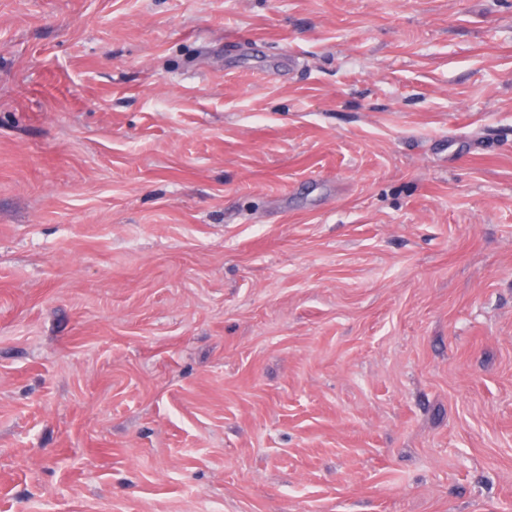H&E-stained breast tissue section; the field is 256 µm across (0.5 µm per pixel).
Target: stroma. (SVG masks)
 <instances>
[{
  "mask_svg": "<svg viewBox=\"0 0 512 512\" xmlns=\"http://www.w3.org/2000/svg\"><path fill=\"white\" fill-rule=\"evenodd\" d=\"M0 512H512V0H0Z\"/></svg>",
  "mask_w": 512,
  "mask_h": 512,
  "instance_id": "stroma-1",
  "label": "stroma"
}]
</instances>
